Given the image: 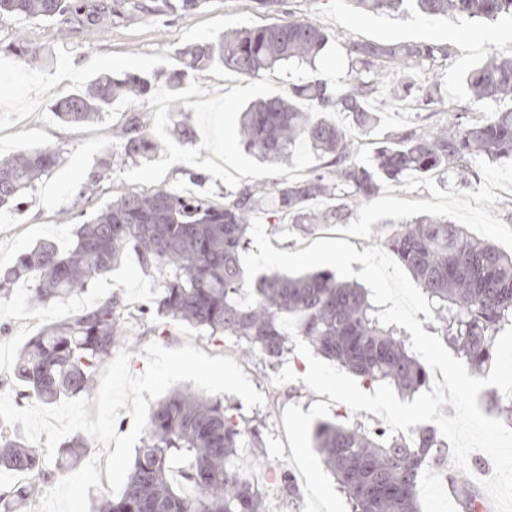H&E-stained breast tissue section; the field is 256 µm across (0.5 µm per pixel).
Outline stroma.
Returning <instances> with one entry per match:
<instances>
[{
    "instance_id": "35a3bbf8",
    "label": "stroma",
    "mask_w": 512,
    "mask_h": 512,
    "mask_svg": "<svg viewBox=\"0 0 512 512\" xmlns=\"http://www.w3.org/2000/svg\"><path fill=\"white\" fill-rule=\"evenodd\" d=\"M305 18L342 41H330L320 60V75L330 82L348 76L351 61L343 40L380 43L432 42L449 52L432 71L416 75L417 83L436 78L449 105L466 103L463 76L491 57L512 56V17L480 24L462 18L429 19L414 11L368 13L356 9L353 0H282L277 10L260 8L256 0H202L188 13L148 14L133 11L111 27L81 26L69 16L48 20L0 18V42H10L16 32L44 49L36 69L17 71L11 57H0V158L22 149L50 146L63 161L29 190L19 209L0 210V270L15 265L40 241L49 239L69 246L72 225L59 221L60 212L71 213L77 222L92 218L98 205L112 195L159 186H177L193 191L186 170L201 167L210 179L201 189L215 202L224 193L261 178L292 181L304 178L319 159L309 148H300L288 161L266 162L241 144L237 132L241 110L252 101L271 93L287 94L291 84L311 79L309 69L279 67L258 78L241 76L214 63L189 72L185 100L173 96L167 76L184 67L180 51L193 43L214 39L221 32L253 28L271 22ZM120 75L139 72L153 79L144 99H119L97 120L80 125L62 122L54 104L82 89L104 73ZM183 108L192 139L171 134L173 111ZM378 116L369 131L358 128L351 116L336 113L335 120L346 127L360 158H371L375 148L389 134L412 123L439 124L447 113L416 112L411 99L393 98L389 87H381L371 103ZM133 112L141 113L153 133L165 139L166 149L158 157L135 165L113 155V171L102 182L96 202L84 204L79 197L85 171L111 153L113 132ZM479 177L469 186H459L452 174L425 175L405 182L384 183L373 197L353 201L343 224L266 225L271 245L280 251L296 252L317 239L345 240L357 250L383 245L391 222L420 215L437 216L462 225L470 235L490 241L512 252V162L478 161ZM120 296L135 308L126 324L125 349L132 359L130 369L139 374L146 368L141 351L151 342L165 348L192 343L208 356L235 359L255 389L265 397L263 405L246 408L235 395H224V406L258 429L256 446L243 449L241 465L262 485L266 512H350V505L332 474L311 444L317 423L336 418L345 423L381 425L380 417L331 401L329 396L309 390L300 377L307 360L287 346L284 354L270 359L256 353L244 356L236 337L214 340L193 327L157 314L156 290L143 275L135 256H127L101 276L88 290L69 302L49 309H37L27 302L24 285H17L8 298L0 299V345L9 357L0 362V392H12L16 407L29 406V399L15 395L12 357L46 324L60 320L97 300ZM290 367L296 382L274 385V374ZM307 482L308 493L298 497L288 490L289 482Z\"/></svg>"
}]
</instances>
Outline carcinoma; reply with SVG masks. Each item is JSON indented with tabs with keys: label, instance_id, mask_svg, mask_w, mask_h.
<instances>
[{
	"label": "carcinoma",
	"instance_id": "obj_1",
	"mask_svg": "<svg viewBox=\"0 0 512 512\" xmlns=\"http://www.w3.org/2000/svg\"><path fill=\"white\" fill-rule=\"evenodd\" d=\"M365 12H400L410 8L427 17L455 16L495 21L512 16V0H356ZM124 0H0V17L51 19L76 14L88 26H107L122 14ZM330 42L317 23L293 19L218 35L210 42L182 49L193 70L219 62L245 77L296 63L316 68ZM351 58L347 82L326 79L292 85L288 97L271 95L242 112L238 137L263 159L286 160L300 144L322 158L326 167L301 181H259L224 193V203L159 186L149 192H123L101 207L94 218L77 225L69 247L44 241L11 268L0 271V298L25 282L29 302L48 308L86 290L128 253L142 269L161 275L158 312L221 339L236 336L243 353L279 356L288 343L284 316L297 319V335L318 353L365 382H385L406 397L426 388L429 373L406 340L379 324L370 292L336 280L327 272L286 276L261 275L252 284L255 303L246 297L241 255L250 243L253 215L265 211L276 224H341L349 208L342 200L368 199L381 181L398 182L410 172L452 173L465 186L475 176L472 162L512 158V108L483 118L468 116L467 106L450 107L436 83L412 79L448 57L430 42L393 44L346 41ZM0 52L23 69L41 64L42 48L22 37ZM395 80L398 92L413 97L421 112H448L439 125L414 126L393 134L364 163L344 127L330 118L344 112L364 128L377 122L368 100L379 85ZM470 103L512 101V59L490 58L463 79ZM149 79L136 72L114 78L104 74L55 106L65 123L97 118L121 97L149 93ZM308 101L303 110L298 102ZM121 154L138 162L164 149L144 117L132 114L116 134ZM62 161L53 147L21 150L0 161V207L18 205L36 181ZM111 174L104 160L89 170L79 196L89 200ZM339 204L321 208L323 199ZM398 262L412 275L452 348L469 370L482 374L492 360L497 334L512 325V253L469 236L446 219L419 216L402 221L385 238ZM127 305L113 295L73 315L46 325L16 354L14 377L24 396L43 404L77 398L92 390L98 368L125 341ZM254 437L246 423L227 413L224 402L188 387L176 388L150 414L126 483L116 495L102 493L93 512H265L264 497L240 466V449ZM88 447L78 435L64 442L54 462L0 426V472L26 476L0 493V512H22L36 502L42 484L65 474ZM313 447L336 477L351 512H420L421 473L435 461L443 441L430 426L413 430L410 440L371 431L366 426L321 422Z\"/></svg>",
	"mask_w": 512,
	"mask_h": 512
}]
</instances>
